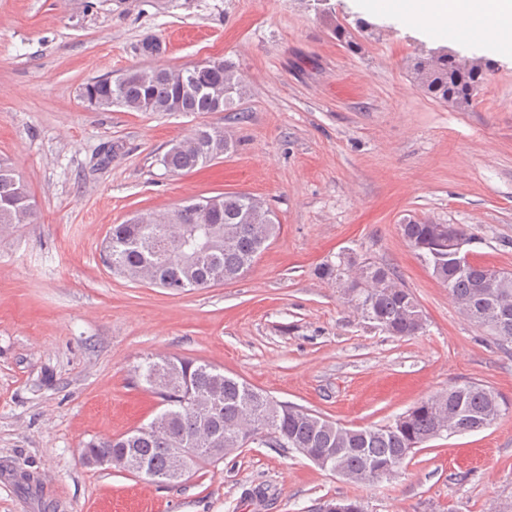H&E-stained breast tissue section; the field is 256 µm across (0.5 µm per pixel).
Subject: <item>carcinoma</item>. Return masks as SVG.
<instances>
[{
    "label": "carcinoma",
    "mask_w": 512,
    "mask_h": 512,
    "mask_svg": "<svg viewBox=\"0 0 512 512\" xmlns=\"http://www.w3.org/2000/svg\"><path fill=\"white\" fill-rule=\"evenodd\" d=\"M490 62L482 57H458L431 51L408 63L410 78L430 97L466 111L478 95ZM246 94L244 80L233 62L220 58L210 65L181 69L159 66L127 70L112 82L94 78L81 96L95 111L112 107L131 112H224ZM232 148L224 127L203 124L175 142L160 158L169 172L205 167ZM262 202L246 194L226 192L201 197L167 212L136 216L112 225L103 243V261L113 272L172 292L207 288L216 278L234 280L247 272L273 238L278 224L265 223ZM35 204L10 163L0 160V226L33 224ZM401 231L408 245L425 260L435 261L432 275L448 286L453 300L470 321L487 329L502 343H512V275L489 280L488 268L474 262L459 270L449 257V242L471 238L463 224H436L404 219ZM320 275L343 293L355 292L346 303L361 316L394 336H416L424 330L414 315L419 306L388 267L351 256L338 266L326 263ZM160 399V412L145 426L116 438L91 440L82 455L134 453L145 460L148 478L165 474L175 448H196L188 470L218 461L211 453L228 455L251 443L267 440L277 448L308 452L321 459L318 467L342 471L358 483H375L400 468L426 442L448 434L458 425L469 433L491 426L512 411L492 387L472 381L455 383L383 425L348 428L282 402L221 369L169 356L135 369Z\"/></svg>",
    "instance_id": "carcinoma-1"
}]
</instances>
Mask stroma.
Returning a JSON list of instances; mask_svg holds the SVG:
<instances>
[{
	"label": "stroma",
	"mask_w": 512,
	"mask_h": 512,
	"mask_svg": "<svg viewBox=\"0 0 512 512\" xmlns=\"http://www.w3.org/2000/svg\"><path fill=\"white\" fill-rule=\"evenodd\" d=\"M342 25L350 41L337 39ZM155 52H147V45ZM488 57L474 107L416 87L409 59ZM223 58L247 87L226 112L91 110L89 79ZM201 124L235 148L202 169L160 157ZM112 146L108 165L96 164ZM0 157L37 221L0 237V512H501L512 505V413L433 439L388 479L357 484L251 444L175 487L84 464L93 439L149 423L144 358L223 368L344 426L391 421L474 381L512 401V344L470 322L402 236L404 218L467 225L480 265L512 270V52L434 38L358 0H0ZM243 192L280 230L240 278L179 294L111 273L100 244L137 213ZM345 253L393 268L420 335L396 337L344 303L319 268ZM265 490L257 499L256 490Z\"/></svg>",
	"instance_id": "stroma-1"
}]
</instances>
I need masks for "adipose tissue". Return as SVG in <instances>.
<instances>
[{"label":"adipose tissue","mask_w":512,"mask_h":512,"mask_svg":"<svg viewBox=\"0 0 512 512\" xmlns=\"http://www.w3.org/2000/svg\"><path fill=\"white\" fill-rule=\"evenodd\" d=\"M398 9L405 22L429 35L476 33L494 50L499 35L512 31V0H401Z\"/></svg>","instance_id":"ef3b65f1"}]
</instances>
